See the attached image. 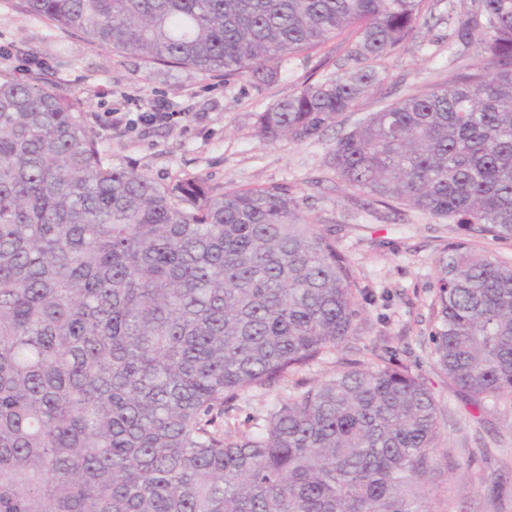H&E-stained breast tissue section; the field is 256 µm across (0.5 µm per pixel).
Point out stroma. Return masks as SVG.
<instances>
[{
    "instance_id": "1",
    "label": "stroma",
    "mask_w": 512,
    "mask_h": 512,
    "mask_svg": "<svg viewBox=\"0 0 512 512\" xmlns=\"http://www.w3.org/2000/svg\"><path fill=\"white\" fill-rule=\"evenodd\" d=\"M479 6V0H424L416 34L385 60L382 84L320 137L266 144L256 136L257 113L306 83L337 74L353 45L352 31L296 55L276 79L258 83L117 54L22 14L15 0H0V47L10 53L0 59V78L37 77L75 94L111 165L136 168L160 183L201 176L227 189L285 184L297 192L302 217L330 229L356 277L353 334L287 380L240 393L232 421L239 430H253L301 385L394 353L424 380L442 417L437 465L426 489L429 512H512V404L478 412L449 387L429 341L443 248L466 237L478 251L512 262V241L470 234L419 210L391 209L344 190L328 159L337 138L368 114L481 67L474 47L453 40L448 25L449 14L467 17ZM160 103L174 111L173 120L139 121V113Z\"/></svg>"
}]
</instances>
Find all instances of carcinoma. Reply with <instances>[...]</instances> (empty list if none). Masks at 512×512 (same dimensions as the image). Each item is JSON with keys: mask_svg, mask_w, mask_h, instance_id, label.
I'll return each instance as SVG.
<instances>
[{"mask_svg": "<svg viewBox=\"0 0 512 512\" xmlns=\"http://www.w3.org/2000/svg\"><path fill=\"white\" fill-rule=\"evenodd\" d=\"M423 0H17L24 14L155 63L276 78L352 29L343 71L258 113L268 144L336 124L411 39ZM452 37L483 67L337 139L343 185L512 238V0ZM481 35L473 36L472 27ZM76 98L0 79V512H427L439 434L425 382L361 364L241 432L231 402L336 348L355 275L296 192L160 184L114 167ZM432 355L483 409L512 401V264L448 243Z\"/></svg>", "mask_w": 512, "mask_h": 512, "instance_id": "cac0c4a2", "label": "carcinoma"}]
</instances>
